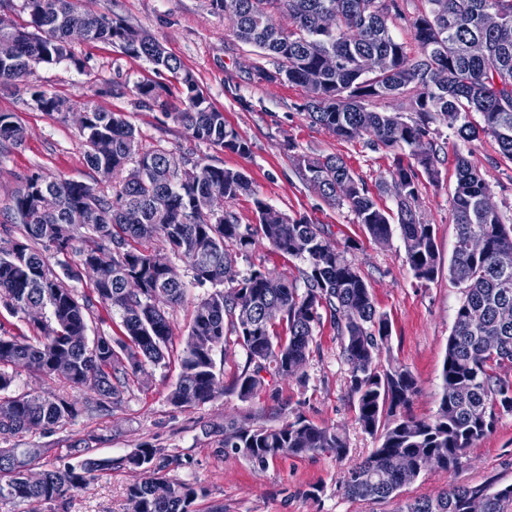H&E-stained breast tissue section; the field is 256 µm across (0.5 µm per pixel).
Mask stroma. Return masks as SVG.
Segmentation results:
<instances>
[{"label":"stroma","mask_w":512,"mask_h":512,"mask_svg":"<svg viewBox=\"0 0 512 512\" xmlns=\"http://www.w3.org/2000/svg\"><path fill=\"white\" fill-rule=\"evenodd\" d=\"M83 2L121 16L161 42L195 74L210 102L223 111L226 124L248 140L251 152L241 156L198 142L174 121L171 114L181 106V93L168 73L155 72L146 61L130 58L110 44L75 38L71 41L75 62L37 65L28 83L0 89V112L12 113L26 131L20 145L0 152V225L7 222L6 210L21 186V175L30 171L51 179L81 181L100 192L112 190L111 182L87 167L75 122H63L41 111L31 99L33 89L124 113L143 147L158 144L181 161L243 171L255 197L277 212L330 227L333 242L347 248L348 259L369 284L378 309L391 320L392 335L383 358L406 366L418 379L412 414L420 419L432 417L440 402L442 365L455 313L464 297L462 288L444 270L430 283L418 282L406 263L399 234L384 243L372 241L348 207L324 201L295 168L301 154L341 156L364 180L377 203L392 210L396 201L383 187L390 178L392 154L372 149L365 138L345 141L312 125L298 110L306 96L303 87L253 80L255 67L274 68L273 59L238 41L231 23L212 13L209 0ZM147 79L167 86L165 107H138L135 86ZM116 83L121 92L110 93ZM432 137L439 152L440 178L422 180L414 208L422 222L433 226L437 249L446 259L456 235L450 203L456 155L471 153L507 224H512V163L502 158L493 138L464 142L444 119L433 124ZM210 291L207 285H189L184 303L169 308L173 335L165 364L146 366L120 405L82 414L52 433L20 434L17 446L42 448L48 465L61 468L70 461V440L90 434L100 438L99 455L115 460L138 444L150 442L172 456L171 477L207 488V496L194 503L193 512H403L408 502L436 496L453 486L512 484V414H506L470 449L461 469H425L386 500L347 496L343 487L347 471L365 459L376 442L356 422L340 341L326 318L314 329L316 345L304 379H279L277 395L262 391L243 401L226 393L201 406H172L167 395L178 379L194 306ZM285 405L318 425L343 430L351 448L349 456L339 460L328 453L287 455L262 468L223 447L225 419L276 426ZM138 478L129 469L113 468L71 492L69 512H130L127 490ZM314 486L321 489L315 498L309 495Z\"/></svg>","instance_id":"stroma-1"}]
</instances>
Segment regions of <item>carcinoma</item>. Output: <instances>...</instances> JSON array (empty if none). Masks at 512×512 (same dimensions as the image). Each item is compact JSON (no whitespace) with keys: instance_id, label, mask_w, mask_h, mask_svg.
Instances as JSON below:
<instances>
[{"instance_id":"1","label":"carcinoma","mask_w":512,"mask_h":512,"mask_svg":"<svg viewBox=\"0 0 512 512\" xmlns=\"http://www.w3.org/2000/svg\"><path fill=\"white\" fill-rule=\"evenodd\" d=\"M402 0H210L213 13L230 18L236 38L271 56L269 71L258 67L259 82L287 81L307 90L298 110L341 140L369 137L370 144L394 154L391 189L397 210L381 208L366 184L338 156L298 159L302 179L333 205L347 204L370 238L378 243L393 234L397 222L406 262L420 282L435 280L442 259L434 228L412 209L422 176L439 175V157L430 124L453 116L457 135L472 142L489 135L502 157L512 162V0H423L425 6L410 22L417 56L390 32L386 17L403 15ZM488 9L505 18L497 32L482 27ZM29 20L1 29L0 39L15 46L8 64L0 65V85L25 81L34 64L70 60V31L83 39L118 46L134 59L177 79L185 106L173 113L191 137L240 155L250 144L224 122V113L204 96L194 74L154 38L119 16L86 10L82 0H24ZM288 18L289 28L273 23ZM486 54L468 53L475 39ZM388 57V68L361 72L359 60L372 53ZM336 56V69H323L321 59ZM162 87L152 81L135 85L138 103L150 107ZM404 95L412 115L377 112L368 103ZM38 108L67 121L70 101L34 91ZM80 128L84 159L93 171L111 173L112 193L70 179H49L38 171L20 177L21 188L9 207L19 223L0 229V303L12 317L25 318L29 304L41 306L42 319L30 325L29 336L0 322V504H23L39 512L55 503L67 512V495L85 486L97 473L119 464L142 474L128 488L131 512H191L207 496L205 487L167 476L172 461L164 449L143 442L119 461L95 455L101 438L93 434L73 440L68 448L74 463L49 469L42 449L18 448L12 439L30 430L54 432L85 412L105 411L122 403L130 381L148 364L165 361L172 327L166 311L152 298L167 296L171 306L184 302L186 283L166 256L142 248L157 240L177 255L192 280L213 288L195 306L181 372L168 394L176 407L199 406L224 393L216 373L215 355L229 343L243 348L246 364L230 391L241 400L269 387L276 394L280 378H303L315 342L314 328L328 316L348 366V390L355 400L356 421L377 439V447L349 472L345 493L354 498L385 500L412 483L418 473H401L397 460L429 461L444 471L457 470L468 449L490 434L503 414H512V321L500 319L512 310V224L503 222L490 189L470 155L455 160L456 185L451 197L456 240L448 259V276L463 288L444 356L442 396L433 418L419 420L409 412L417 379L405 366L380 363V352L391 337L390 318L377 309L371 288L345 251L331 240V231L299 218L267 220L272 210L253 197L256 223L242 224L224 204L251 193L241 171L196 162L167 171L168 151L143 150L135 127L121 113L87 103ZM478 113L481 122L470 121ZM24 130L10 113L0 112V147L20 144ZM81 226H76L73 216ZM265 242L274 251L305 263L303 287L263 265L238 268V259ZM64 256L62 273L49 259ZM93 294L72 285L84 276ZM277 303L283 313L276 322L263 319V308ZM119 316V336L99 334L88 341V319L96 306ZM497 336L488 348L483 337ZM22 366L90 392L84 403L65 396L24 393L10 395L14 370ZM278 426L224 423L223 445L246 460L266 466L283 455L329 453L347 457L346 436L322 427L298 411L281 408ZM44 469L45 479L32 484L24 471ZM168 487L167 497L154 495L156 484ZM477 494L488 500L487 512H512V491L491 484L455 486L436 497L420 498L406 512H467Z\"/></svg>"}]
</instances>
